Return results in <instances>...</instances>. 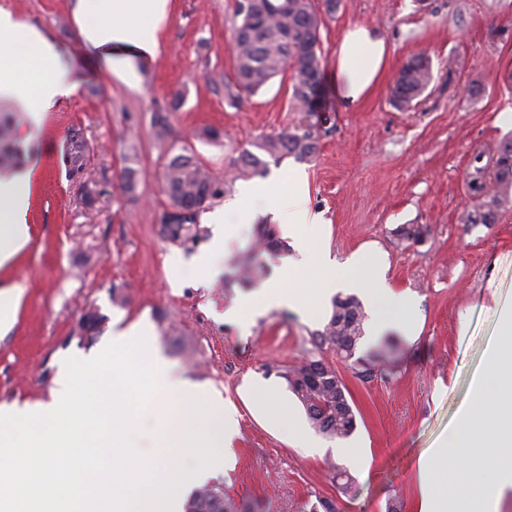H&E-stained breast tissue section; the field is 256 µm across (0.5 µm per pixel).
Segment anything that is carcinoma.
Listing matches in <instances>:
<instances>
[{
  "instance_id": "cac0c4a2",
  "label": "carcinoma",
  "mask_w": 512,
  "mask_h": 512,
  "mask_svg": "<svg viewBox=\"0 0 512 512\" xmlns=\"http://www.w3.org/2000/svg\"><path fill=\"white\" fill-rule=\"evenodd\" d=\"M336 11V0H255L243 8L235 0L234 24L231 33L233 77L225 87L236 90L235 97L257 93L273 78L291 74L292 99L307 118L315 116V100L322 84L320 28L322 14ZM433 79L430 61L421 56L407 59L397 72L391 86V102L409 108L417 101ZM17 115L0 102V173L25 167L31 156L28 146L16 136ZM308 122L276 135L265 137L259 148L271 156H292L307 160L317 150L315 128ZM172 132L169 117L159 114L154 120V136L166 142ZM90 158L84 136L73 130L69 134L65 160L69 173L81 174ZM237 169L246 174L263 173V161L245 150L235 160ZM120 189L135 195L138 171L126 166L121 170ZM496 180L501 191L494 195L482 193V185L473 181L478 210L470 219L474 224H493L499 208L512 191V139L499 146ZM162 181L170 210L161 221L164 238L179 244L195 242L200 234V214L215 199L224 195L226 183L214 176L188 148L168 158L163 166ZM429 232L423 225H405L398 230L400 239L417 243ZM264 268L252 257L240 271V280L253 283ZM365 314L362 304L353 296H338L332 303V314L323 330L313 336L318 351L332 350L346 359H355V377L368 382L375 377L371 364L355 358L365 336ZM288 388L305 407L312 425L321 433L346 438L356 429V414L349 403L348 388L336 371L321 356L309 355L299 364L285 369ZM186 512H247L224 497V483L214 481L196 489L189 497Z\"/></svg>"
}]
</instances>
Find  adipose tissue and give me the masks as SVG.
<instances>
[{
  "instance_id": "1",
  "label": "adipose tissue",
  "mask_w": 512,
  "mask_h": 512,
  "mask_svg": "<svg viewBox=\"0 0 512 512\" xmlns=\"http://www.w3.org/2000/svg\"><path fill=\"white\" fill-rule=\"evenodd\" d=\"M166 5L167 0H76L75 16L93 52L108 55L116 48H133L154 56ZM388 57L386 41L371 29L356 26L347 31L336 49L335 66L344 108L356 107L371 95ZM73 91L55 44L12 12L0 9V95L18 100L30 120L38 123L59 98ZM32 177L29 169L0 177V270L19 260L30 241ZM308 201L306 174L291 170L263 184L241 187L226 209L208 215L214 236L209 251L196 260L208 281L219 275L224 243L235 233V224L224 221L225 211L235 212L236 224L252 223L260 213L271 216L296 242V255L283 258L273 279L228 307L225 320L246 329L272 310L313 311L337 289L351 288L366 295L373 331L398 326L407 335H416L414 295L390 287L385 260L378 253H357L345 263H336L325 243V220ZM313 266L319 270L314 282L306 276ZM506 319L488 365L491 387L476 388L473 406L462 414L455 441L418 459L423 479L418 512H499L501 502L512 495V311ZM440 468L462 477L457 493L442 495L431 489L429 479Z\"/></svg>"
}]
</instances>
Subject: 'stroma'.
Segmentation results:
<instances>
[{
    "mask_svg": "<svg viewBox=\"0 0 512 512\" xmlns=\"http://www.w3.org/2000/svg\"><path fill=\"white\" fill-rule=\"evenodd\" d=\"M75 0H0V8L54 41L76 91L58 100L41 125L21 118L19 139L36 143L31 157L28 222L31 242L8 272L25 293L17 320L0 335V405L49 401L66 358L96 353L111 339L112 323L148 326L152 344L185 380L219 392L239 414L226 453L234 464L220 479L224 495L255 512H311L319 501L336 512H416L418 456L445 445L473 404L474 386L512 309V196L495 224L467 223L478 201L469 191L478 159H492L512 138V0H340L320 30L328 122L309 160H268L266 178L288 170L307 174L309 206L327 222L326 242L338 262L365 250L381 251L394 290L417 295L418 333L397 328L366 333L357 355L368 358L383 339L394 344L393 367L377 363L378 378H355L334 351L324 357L342 375L357 427L349 443L362 457L339 453V439L309 429L299 444L282 424L258 414L248 399L260 385L283 400L292 417L307 421L301 402L280 372L305 357L330 304L312 313L276 309L249 334L226 322L224 311L251 293L235 263L250 254L265 217L242 225L226 241L221 272L199 285L191 259L211 240L203 225L197 243L183 246L160 234L169 200L160 178L166 157L192 149L214 175L228 180L222 208L241 182L233 160L262 138L298 125L291 80L273 79L256 95L235 102L225 93L232 73L231 21L235 0H169L152 58L133 54L108 61L84 45ZM355 26L384 38L390 56L383 78L363 104L342 109L336 99V46ZM430 59L433 80L411 110L390 100L391 81L410 57ZM182 105L171 110L173 93ZM169 116L166 143L153 136L157 113ZM78 128L92 153L83 173L69 177L66 140ZM217 130L219 139L204 137ZM139 173L136 197L124 195L118 174ZM93 205H85L86 192ZM423 224L417 244L397 231ZM184 265L173 269L171 257ZM94 312L98 327L79 326ZM352 479L342 493L334 470Z\"/></svg>",
    "mask_w": 512,
    "mask_h": 512,
    "instance_id": "35a3bbf8",
    "label": "stroma"
}]
</instances>
